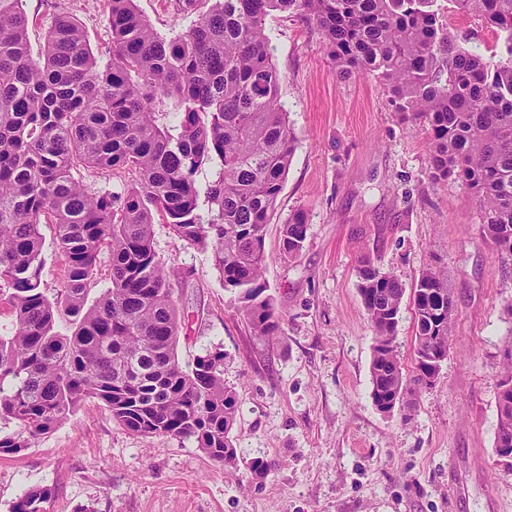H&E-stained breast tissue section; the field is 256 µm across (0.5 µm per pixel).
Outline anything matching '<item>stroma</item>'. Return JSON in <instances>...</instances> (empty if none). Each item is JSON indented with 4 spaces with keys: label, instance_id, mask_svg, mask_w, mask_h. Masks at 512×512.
Here are the masks:
<instances>
[{
    "label": "stroma",
    "instance_id": "1",
    "mask_svg": "<svg viewBox=\"0 0 512 512\" xmlns=\"http://www.w3.org/2000/svg\"><path fill=\"white\" fill-rule=\"evenodd\" d=\"M211 4L136 0L167 36ZM437 6L463 47L499 53L502 33L461 19L453 0ZM23 9L33 54L62 14L94 53L112 47L106 0H23ZM267 32L297 138L265 238L281 332L253 333L208 254L164 224L154 238L185 318L180 364L224 351V382L241 402L236 466L191 442L131 434L85 401L34 447L0 453V512L33 488L47 490L45 512H512V465L494 454L498 382L512 362V263L483 236L469 191L432 179L424 129L382 85L337 75L302 16L273 15ZM298 212L307 239L288 258L281 226ZM365 256L407 286L428 263L448 270L453 348L436 384L406 395V412L381 413L371 398L374 335L356 271ZM255 460L265 474L251 472Z\"/></svg>",
    "mask_w": 512,
    "mask_h": 512
}]
</instances>
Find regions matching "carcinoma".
<instances>
[{
  "label": "carcinoma",
  "instance_id": "obj_1",
  "mask_svg": "<svg viewBox=\"0 0 512 512\" xmlns=\"http://www.w3.org/2000/svg\"><path fill=\"white\" fill-rule=\"evenodd\" d=\"M107 2L112 55H95L83 28L60 15L37 61L22 0H0V304L12 317L0 333V423L20 427L0 433V453L32 447L89 400L135 435L192 440L231 467L238 394L224 385L222 349L178 361L181 315L154 225L209 254L254 334L281 332L263 279L265 235L296 137L268 18L306 17L337 74L385 85L397 111L426 129L433 180L468 188L483 235L512 258V0H454L505 35L496 59L461 47L434 0H214L176 36L155 30L135 0ZM165 99L179 112L173 126L159 123ZM204 167L216 178L201 185ZM82 169L130 181L102 191L78 177ZM42 223L54 225L66 269L52 296L42 287ZM307 232L303 213L288 218L283 254L296 255ZM103 252L108 285L90 303ZM358 290L374 333L371 398L389 413L408 392L432 387L448 359V271L430 263L407 289L364 257ZM406 298L415 320L410 377L395 347ZM64 317L75 325L70 335L55 331ZM497 412L494 448L512 449V364ZM46 499L31 489L13 512H43Z\"/></svg>",
  "mask_w": 512,
  "mask_h": 512
}]
</instances>
